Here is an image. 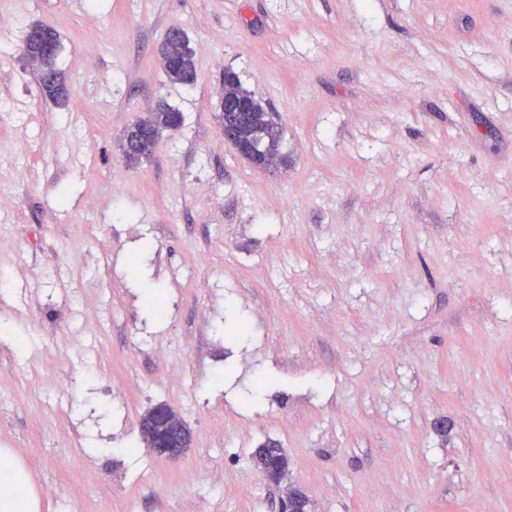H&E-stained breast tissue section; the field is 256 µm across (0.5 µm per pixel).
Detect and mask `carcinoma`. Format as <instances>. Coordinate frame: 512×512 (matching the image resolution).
Returning a JSON list of instances; mask_svg holds the SVG:
<instances>
[{"mask_svg":"<svg viewBox=\"0 0 512 512\" xmlns=\"http://www.w3.org/2000/svg\"><path fill=\"white\" fill-rule=\"evenodd\" d=\"M158 55L161 59L175 58L179 61L176 68L165 72L170 82L185 87L193 86L196 80V67L194 51L188 47V42H175L167 34L159 45ZM57 59L58 55L54 54L44 61L54 83L51 85L38 84L42 97L56 104L63 101L68 95L66 76L59 68ZM221 92L224 96L239 97L256 105V112L252 113L241 127V134L244 140L251 145L255 158L269 157L280 165L287 164L288 156L282 152L283 130L277 114L265 110L263 105L257 102L254 92L245 87L236 74L231 79L223 81ZM180 123L181 115L178 111L167 106H159L129 126L124 131L119 144L126 162L130 165H138L149 161V158L144 156L138 147L139 141L147 134V131L150 130L160 135ZM258 452L274 463V467L266 472L269 479L278 481L285 477L288 458L278 442L269 441L259 448Z\"/></svg>","mask_w":512,"mask_h":512,"instance_id":"cac0c4a2","label":"carcinoma"}]
</instances>
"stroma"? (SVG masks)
<instances>
[{
  "label": "stroma",
  "instance_id": "obj_1",
  "mask_svg": "<svg viewBox=\"0 0 512 512\" xmlns=\"http://www.w3.org/2000/svg\"><path fill=\"white\" fill-rule=\"evenodd\" d=\"M2 17L0 459L25 512H278L252 464L270 440L310 512H512V0ZM36 21L66 105L22 55ZM174 28L188 89L159 63ZM227 68L278 114L287 167L225 145ZM162 104L181 127L128 166L120 137ZM159 403L181 457L126 449ZM32 26L45 27L46 31L48 32L51 39L54 40L55 43L57 44L56 53L44 61V65L48 68V70L51 74H49L45 70L41 57L37 56V57L30 58V61L33 62L34 64H36L38 73L40 74L43 83H45V84L51 83L52 77H53V79H54L53 84L44 85L40 82V79L38 76V88H39L40 94L42 95V97L44 99H49L53 103L58 104L61 101H63L68 95V86L66 84L67 83L66 76H65V73L59 68L58 62H57L58 53L61 49L60 35L55 29L48 27V26H44L40 23H32L28 27V29ZM28 29H27V31H28ZM27 31L25 33V37H24L23 45H22V49L25 47L26 54L30 53V49H31L29 42L25 41ZM184 34L186 35L185 32ZM170 35L171 34H166L164 36L158 48V55L161 59L175 58L179 61V65L177 66L175 59H170L168 61L169 66L172 68L177 67L167 72L164 71L165 75L171 83L191 87L196 80L194 51L192 48L189 49L188 47L187 35H184V42L172 41Z\"/></svg>",
  "mask_w": 512,
  "mask_h": 512
}]
</instances>
